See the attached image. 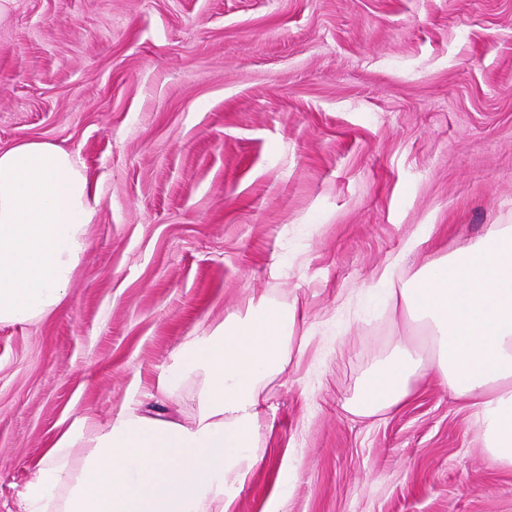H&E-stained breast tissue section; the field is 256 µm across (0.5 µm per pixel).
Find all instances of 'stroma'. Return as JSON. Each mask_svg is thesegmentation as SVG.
<instances>
[{
	"mask_svg": "<svg viewBox=\"0 0 512 512\" xmlns=\"http://www.w3.org/2000/svg\"><path fill=\"white\" fill-rule=\"evenodd\" d=\"M100 195L63 303L0 324V512L75 417L108 423L250 299L296 306L232 512H512V469L430 375L350 402L399 338L379 276L512 226V0H15L0 147Z\"/></svg>",
	"mask_w": 512,
	"mask_h": 512,
	"instance_id": "35a3bbf8",
	"label": "stroma"
}]
</instances>
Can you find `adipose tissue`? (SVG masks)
<instances>
[{
    "mask_svg": "<svg viewBox=\"0 0 512 512\" xmlns=\"http://www.w3.org/2000/svg\"><path fill=\"white\" fill-rule=\"evenodd\" d=\"M100 197L72 154L47 140L0 149V324L63 301ZM391 298L424 328L365 375L355 409H393L431 370L482 424L483 444L512 467V226L426 260ZM296 312L251 300L244 314L181 345L154 392L200 382L187 421L120 411L103 426L77 418L36 463L23 512H230L273 426L267 391L291 361Z\"/></svg>",
    "mask_w": 512,
    "mask_h": 512,
    "instance_id": "adipose-tissue-1",
    "label": "adipose tissue"
}]
</instances>
